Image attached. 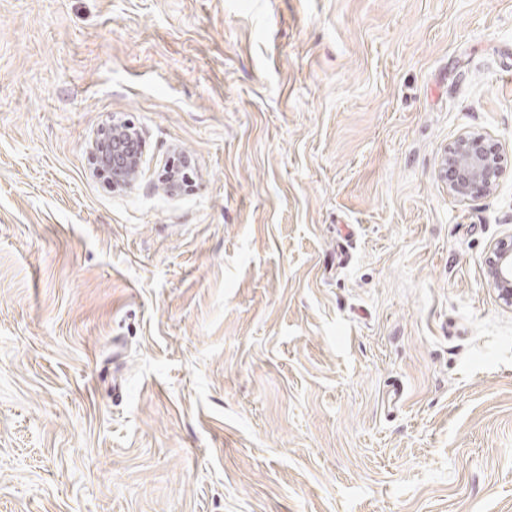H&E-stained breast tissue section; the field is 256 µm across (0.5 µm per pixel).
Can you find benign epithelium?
Masks as SVG:
<instances>
[{
	"label": "benign epithelium",
	"instance_id": "obj_1",
	"mask_svg": "<svg viewBox=\"0 0 512 512\" xmlns=\"http://www.w3.org/2000/svg\"><path fill=\"white\" fill-rule=\"evenodd\" d=\"M142 139L138 129L125 118L114 116L97 132L92 144L94 168L108 175L112 189L130 188L141 172ZM505 161L499 147L486 137L463 134L441 158V175L448 192L468 198L489 194L495 187ZM487 275L498 296L512 305V240L500 239L485 258Z\"/></svg>",
	"mask_w": 512,
	"mask_h": 512
}]
</instances>
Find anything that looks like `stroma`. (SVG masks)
Instances as JSON below:
<instances>
[{
  "label": "stroma",
  "mask_w": 512,
  "mask_h": 512,
  "mask_svg": "<svg viewBox=\"0 0 512 512\" xmlns=\"http://www.w3.org/2000/svg\"><path fill=\"white\" fill-rule=\"evenodd\" d=\"M510 73L512 0H0V512H512ZM142 139L138 129L125 118L112 115L97 132L92 144L94 168L108 175L112 190L130 188L141 172ZM505 161L499 147L486 137L463 134L441 158V175L448 192L460 198L490 194ZM487 275L498 296L512 305V240L500 239L490 247L485 258Z\"/></svg>",
  "instance_id": "obj_1"
}]
</instances>
